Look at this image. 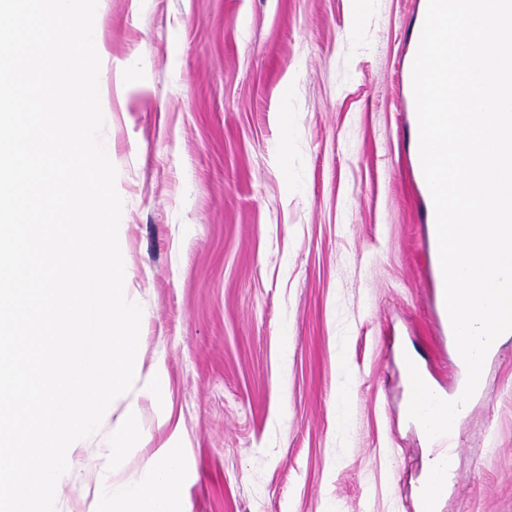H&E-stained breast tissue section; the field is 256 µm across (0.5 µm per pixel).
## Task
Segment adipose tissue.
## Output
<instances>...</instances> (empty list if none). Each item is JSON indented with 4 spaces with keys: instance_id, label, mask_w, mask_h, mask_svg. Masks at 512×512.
<instances>
[{
    "instance_id": "obj_1",
    "label": "adipose tissue",
    "mask_w": 512,
    "mask_h": 512,
    "mask_svg": "<svg viewBox=\"0 0 512 512\" xmlns=\"http://www.w3.org/2000/svg\"><path fill=\"white\" fill-rule=\"evenodd\" d=\"M181 451L164 449L161 463L145 481L112 487V512H169L170 501L181 498Z\"/></svg>"
}]
</instances>
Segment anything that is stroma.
Instances as JSON below:
<instances>
[{
  "label": "stroma",
  "instance_id": "obj_1",
  "mask_svg": "<svg viewBox=\"0 0 512 512\" xmlns=\"http://www.w3.org/2000/svg\"><path fill=\"white\" fill-rule=\"evenodd\" d=\"M100 0L102 138L124 201L130 392L56 512L180 448L183 512H413L432 443L402 357L455 397L407 73L426 0ZM455 421L439 512H512V335Z\"/></svg>",
  "mask_w": 512,
  "mask_h": 512
}]
</instances>
